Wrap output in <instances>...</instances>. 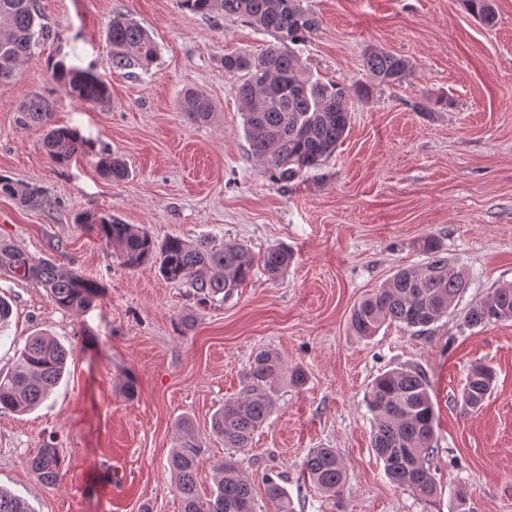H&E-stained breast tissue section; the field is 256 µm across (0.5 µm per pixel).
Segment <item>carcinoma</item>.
Returning a JSON list of instances; mask_svg holds the SVG:
<instances>
[{
  "instance_id": "cac0c4a2",
  "label": "carcinoma",
  "mask_w": 512,
  "mask_h": 512,
  "mask_svg": "<svg viewBox=\"0 0 512 512\" xmlns=\"http://www.w3.org/2000/svg\"><path fill=\"white\" fill-rule=\"evenodd\" d=\"M304 0H182L197 14L224 13L243 18L257 29L274 36L275 43L257 55L224 56V71L243 74L238 87L244 130L251 155L270 181L286 186L312 169H317L336 151L350 125L348 98L372 95L375 86L399 84L410 74L409 61L399 54L372 49L363 66L370 81L349 90L336 83L312 78L300 64L299 46L318 29L314 13ZM472 15L486 24L495 23L490 0H465ZM52 35L42 23L37 0H0V84L19 74L20 66L35 55L40 43ZM111 48L112 68L148 72L156 63L158 49L139 23L115 17L105 28ZM54 78L69 95L86 103L109 100L106 82L92 72L59 61ZM184 110L195 121L207 120L213 106L195 92L184 97ZM51 106L34 95L21 107L20 122L45 129L41 147L52 163L65 166L78 153L92 149L91 142L67 127L51 125ZM97 168L107 179H123L125 164L109 153L98 156ZM0 193L19 198L32 208L46 204L36 189L22 186L0 175ZM81 223L96 232L129 269L145 264L157 267L159 275L186 284L198 304L207 306L230 299L256 270L272 278L288 271L293 255L288 247L276 245L255 256L246 244L207 241L188 243L171 236L157 243L151 234L111 216L82 217ZM422 251L427 261L397 270L383 285L363 297L350 316L351 329L372 337L384 325L397 324L419 335L447 317L456 299L469 287L466 271L445 256L433 236L424 238ZM0 272L45 288L51 302L70 311L84 312L99 297V286L89 283L75 268L37 258L0 243ZM512 321V285L495 289L472 305L462 317V326L477 327ZM70 352L41 333L25 339L18 349L14 369L0 374V412H26L43 401L62 378ZM283 374L280 358L260 350L244 374L246 386L237 397L224 401L211 419V432L224 440V447L247 452L256 432L268 424L275 409V382ZM495 380L491 368H472L462 391L465 410L481 409ZM371 414L372 448L384 465L390 482L411 490L421 499L438 495L432 469L435 448V406L427 372L418 366L387 370L377 376L365 399ZM181 435L169 459L174 490L182 512H256L252 478L233 457L210 463L215 488L208 496L197 489L205 463L202 439L189 422L180 424ZM31 469L42 482L53 485L63 475V460L47 446L30 460ZM310 484L319 492L339 496L346 483V468L334 448H313L301 462ZM274 512H293L287 490L272 476L263 478ZM0 512H32L21 498L0 489Z\"/></svg>"
}]
</instances>
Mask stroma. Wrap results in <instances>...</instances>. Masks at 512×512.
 <instances>
[{
    "instance_id": "35a3bbf8",
    "label": "stroma",
    "mask_w": 512,
    "mask_h": 512,
    "mask_svg": "<svg viewBox=\"0 0 512 512\" xmlns=\"http://www.w3.org/2000/svg\"><path fill=\"white\" fill-rule=\"evenodd\" d=\"M307 5L320 22L300 48L313 77L367 81L363 58L373 48L404 56L412 69L403 84L350 97V129L335 153L307 181L284 187L251 157L241 77L224 71L225 54L259 53L271 34L237 16L193 13L180 0H39L56 37L0 84V174L36 187L46 204L32 209L0 194V241L75 268L103 290L77 313L0 274L13 308L0 332V370L38 332L72 352L40 406L0 413V487L34 512H181L168 468L178 425L192 424L207 460L223 459L212 415L242 392L260 349L303 369L306 382L277 383L275 413L238 457L254 479L257 512H273L267 474L280 477L293 512H454L460 487L471 512H512V321L465 328L459 316L512 284V0H494L490 27L464 0ZM117 16L156 42L150 73L112 68L105 27ZM60 60L106 80L108 104L72 98L52 76ZM188 90L212 102L207 122L181 108ZM35 95L51 103L55 125L120 156L128 177L102 178L92 154L53 164L40 149L42 129L18 122ZM417 102L426 111H415ZM81 213L117 217L159 242L236 241L255 254L282 244L295 260L284 277L256 272L224 304L202 306L154 266L122 267L76 223ZM431 234L469 275L457 313L427 336L396 326L356 336L354 305L397 269L425 262L420 244ZM479 363L496 379L482 408L468 413L460 395ZM400 365L421 366L432 386V468L442 492L427 501L390 484L371 445L365 395ZM129 377L131 399L122 388ZM48 445L64 461L53 486L27 464ZM312 448L340 452L348 474L340 499L304 481L299 464Z\"/></svg>"
}]
</instances>
